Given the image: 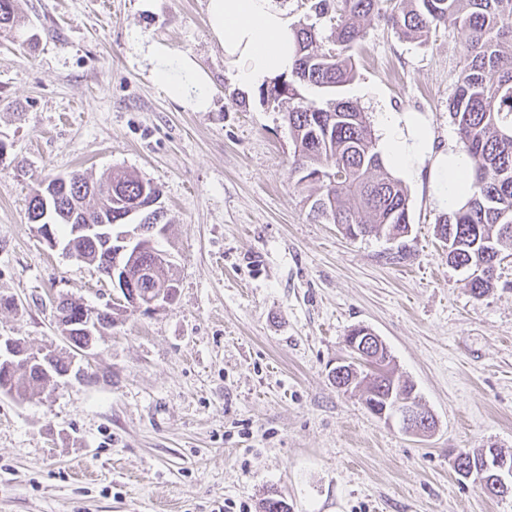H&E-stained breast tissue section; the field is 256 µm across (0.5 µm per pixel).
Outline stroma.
Returning <instances> with one entry per match:
<instances>
[{
  "label": "stroma",
  "mask_w": 512,
  "mask_h": 512,
  "mask_svg": "<svg viewBox=\"0 0 512 512\" xmlns=\"http://www.w3.org/2000/svg\"><path fill=\"white\" fill-rule=\"evenodd\" d=\"M207 0H17L0 36V336L67 350L54 304L111 303L108 279L37 236L38 184L126 169L157 183L180 282L131 314L26 401L0 394V512H512V496L460 480L459 448L512 454V254L475 296L434 227L427 172L405 180L404 255L385 234L346 238L314 217L294 141L260 89L226 73ZM160 40L213 80L192 112L134 44ZM465 31L405 41L372 20L343 89L370 125L418 113L435 150L461 149L448 112ZM358 325L388 346L436 427L373 416L331 371Z\"/></svg>",
  "instance_id": "35a3bbf8"
}]
</instances>
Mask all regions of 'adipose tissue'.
<instances>
[{"label": "adipose tissue", "instance_id": "1", "mask_svg": "<svg viewBox=\"0 0 512 512\" xmlns=\"http://www.w3.org/2000/svg\"><path fill=\"white\" fill-rule=\"evenodd\" d=\"M209 26L224 51L235 81L261 87L290 74L294 67V32L276 0H208ZM152 80L171 99L193 112L212 107V80L196 58L174 53L166 44L146 46ZM383 156L406 177L428 164L434 200L452 211L469 196L473 163L461 151L434 152L427 123L413 112H385L379 117Z\"/></svg>", "mask_w": 512, "mask_h": 512}]
</instances>
